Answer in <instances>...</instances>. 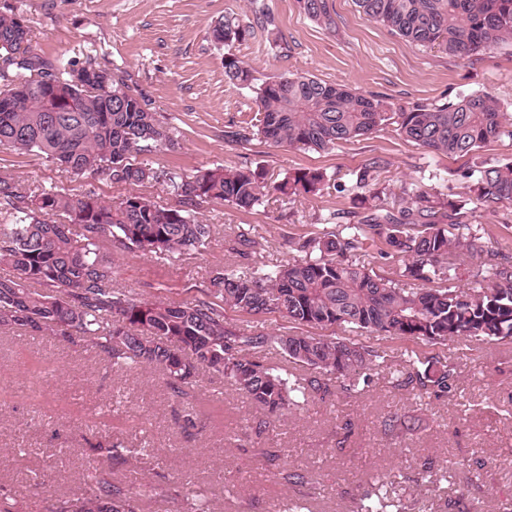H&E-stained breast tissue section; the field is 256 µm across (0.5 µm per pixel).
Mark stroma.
I'll list each match as a JSON object with an SVG mask.
<instances>
[{"mask_svg": "<svg viewBox=\"0 0 512 512\" xmlns=\"http://www.w3.org/2000/svg\"><path fill=\"white\" fill-rule=\"evenodd\" d=\"M329 5L332 30L312 22L297 0H0V12L26 21L33 52L50 60L94 58L167 117L172 145L139 155V163L189 176L245 160L275 179L298 168L326 170L334 186L318 196L273 195L251 210L199 206L204 223L253 226L268 242L256 261L269 265L289 258L290 238L318 236L330 213L350 210L339 187L363 165L379 161L377 187L391 203L414 184L465 195V161L430 153L388 129L327 152L260 140L225 144V124L257 110L253 90L225 80V53L261 79L291 72L429 105L487 92L512 113V47L463 61L390 33L353 0ZM261 10L269 21L259 26ZM229 14L255 29L227 49L211 31ZM1 174L112 201L130 191L103 174L77 175L0 149ZM475 221L487 249L512 256V208L478 210ZM114 258L119 287L148 294L157 286L161 297L184 300L199 295L211 271L224 265V240L189 260L161 263L141 252ZM361 340L395 357L446 356L456 379L447 394L417 399L394 389L384 369L355 396L314 400L236 443L227 434L256 426L262 412L218 376L204 374L178 396L159 374L113 372L57 337L2 335L0 494L15 497L18 512H48L55 500L80 495L92 447L114 444L130 454L109 463L110 477L146 490L145 512H196L201 494L211 512H288L292 501L310 512H351L378 475L404 512H512V343L459 340L443 347L367 334ZM191 408L198 416L187 428L183 415ZM390 409L419 417L420 429L394 442L382 426ZM477 473L483 483L475 487Z\"/></svg>", "mask_w": 512, "mask_h": 512, "instance_id": "stroma-1", "label": "stroma"}]
</instances>
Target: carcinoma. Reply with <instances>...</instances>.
<instances>
[{
	"label": "carcinoma",
	"mask_w": 512,
	"mask_h": 512,
	"mask_svg": "<svg viewBox=\"0 0 512 512\" xmlns=\"http://www.w3.org/2000/svg\"><path fill=\"white\" fill-rule=\"evenodd\" d=\"M304 14L327 29L335 25L328 0H298ZM367 19L421 46L437 44L448 56L469 59L512 45V0H354ZM252 34L233 15L212 29L230 46ZM229 82L256 89L258 111L224 125V142L261 139L274 145L332 149L382 131L428 151L475 156L485 145L512 140V114L488 93L430 107L357 92L312 76L281 73L264 80L236 56H224ZM172 141L164 117L100 63L46 60L30 50V29L14 14H0V146L35 153L77 174L105 173L130 187L160 184L178 199L161 205L130 192L117 202L92 192L71 195L0 176V329L59 336L102 356L108 365L156 369L175 393L212 373L281 420L300 401L353 391L368 372L388 366L386 351L353 337L298 331L342 328L446 346L468 341L512 342V257L484 249L472 219L481 208L512 205V160H482L463 174L468 196L445 198L416 186L404 203H384L375 189L377 162L355 175L352 210L331 213L316 238L288 240L296 252L266 270L253 266L264 249L252 228L224 229L229 265L218 269L201 295L186 300L145 296L115 285L112 248L159 259L198 254L214 237L186 207L197 202L252 209L269 194L315 196L331 176L317 168L268 181L248 162L216 166L194 176L147 168L137 155ZM418 282L402 288L360 262L376 242ZM468 259L474 288H452L456 261ZM252 316L277 313L291 324L280 333L245 332L224 321V308ZM277 351L309 371L293 381L267 362ZM393 387L417 397L447 393L453 369L435 355L401 361ZM394 439L413 433L419 420L390 412L383 420ZM83 474L80 497L58 500L50 512H144V494L124 489L98 465L119 459L99 445ZM380 488L362 493L354 512H389Z\"/></svg>",
	"instance_id": "carcinoma-1"
}]
</instances>
